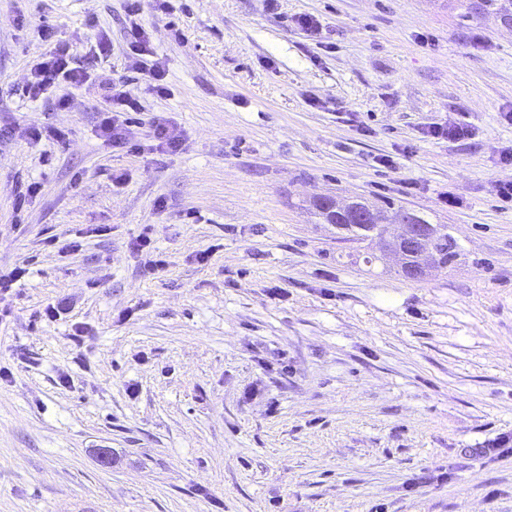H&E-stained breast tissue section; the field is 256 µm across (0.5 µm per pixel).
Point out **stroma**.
I'll list each match as a JSON object with an SVG mask.
<instances>
[{"instance_id": "stroma-1", "label": "stroma", "mask_w": 512, "mask_h": 512, "mask_svg": "<svg viewBox=\"0 0 512 512\" xmlns=\"http://www.w3.org/2000/svg\"><path fill=\"white\" fill-rule=\"evenodd\" d=\"M44 26L97 74L64 109L27 93ZM112 82L139 152L95 134ZM508 112L512 30L459 0H0V269L27 270L0 296V512H512V447L486 451L512 436ZM316 195L394 201L459 255L405 278ZM129 49L135 59V66L142 74L147 77L149 87L159 94H163L166 90L164 83L165 71L158 59L148 61L144 56L154 57L153 48L151 47L148 32L140 24H134L128 32ZM149 62V63H148Z\"/></svg>"}]
</instances>
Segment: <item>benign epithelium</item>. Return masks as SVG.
<instances>
[{
	"label": "benign epithelium",
	"mask_w": 512,
	"mask_h": 512,
	"mask_svg": "<svg viewBox=\"0 0 512 512\" xmlns=\"http://www.w3.org/2000/svg\"><path fill=\"white\" fill-rule=\"evenodd\" d=\"M315 202L333 221L338 216H344L357 224L372 222V211L364 206L362 201L356 200L341 205L331 197L319 196ZM390 223L397 227V232L392 234L384 232L380 235L384 251L397 257L400 267L411 271V278L425 276L429 269L434 267V258L429 244L432 227L419 223L414 212L407 209L391 218Z\"/></svg>",
	"instance_id": "benign-epithelium-1"
}]
</instances>
